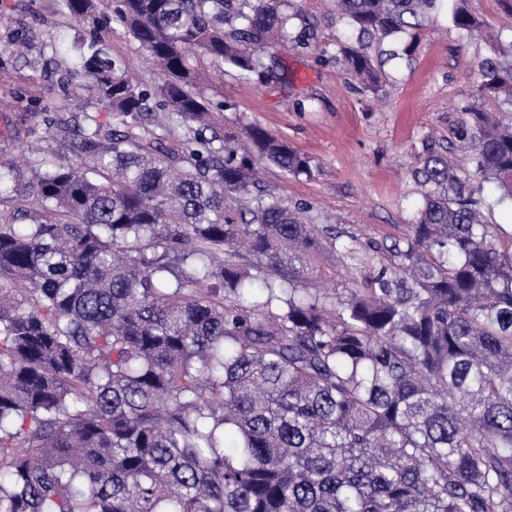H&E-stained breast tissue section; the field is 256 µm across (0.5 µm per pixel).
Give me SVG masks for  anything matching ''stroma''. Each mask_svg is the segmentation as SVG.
Wrapping results in <instances>:
<instances>
[{"label":"stroma","instance_id":"35a3bbf8","mask_svg":"<svg viewBox=\"0 0 512 512\" xmlns=\"http://www.w3.org/2000/svg\"><path fill=\"white\" fill-rule=\"evenodd\" d=\"M298 11L294 35L303 49L278 44L264 49L266 78L239 79L232 69L193 56L199 89L224 123V139L237 145L248 127L258 125L286 140L311 160L312 173L295 177L274 166L261 170L265 190L288 207H310L318 224L354 237L364 280L387 262L416 218L421 196L412 172L426 147L444 153L452 166L465 164L468 143L457 129L474 106L477 63L486 53L482 35L464 37L449 25L447 13L398 34L392 42L400 58L385 63L378 90L364 88L346 74L340 45L349 25L335 0H284ZM100 34L114 55L126 60L143 85L161 75L148 54L116 20L117 0H95ZM90 27L53 12L48 0H0V49L25 38V56L0 68V94L18 90L10 108L0 111V162L21 161L23 146L38 142L45 165L70 156L53 128L17 125V114L56 98L55 68H76L75 46Z\"/></svg>","mask_w":512,"mask_h":512}]
</instances>
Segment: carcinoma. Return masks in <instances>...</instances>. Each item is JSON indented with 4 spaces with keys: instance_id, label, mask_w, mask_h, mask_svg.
<instances>
[{
    "instance_id": "1",
    "label": "carcinoma",
    "mask_w": 512,
    "mask_h": 512,
    "mask_svg": "<svg viewBox=\"0 0 512 512\" xmlns=\"http://www.w3.org/2000/svg\"><path fill=\"white\" fill-rule=\"evenodd\" d=\"M446 1L462 35L487 26L469 0H336L344 67L376 88L370 47ZM116 17L162 82L93 34L80 74L112 121L49 102L19 120L49 117L74 160L0 164L40 200L0 209V512H512V236L485 219L512 202V41L478 62L494 108L460 126L468 165L426 150L390 266L333 302L310 275L355 265V239L254 174L309 158L257 126L255 157L214 147L186 55L263 77L258 48L303 45L290 17L268 0H119Z\"/></svg>"
}]
</instances>
